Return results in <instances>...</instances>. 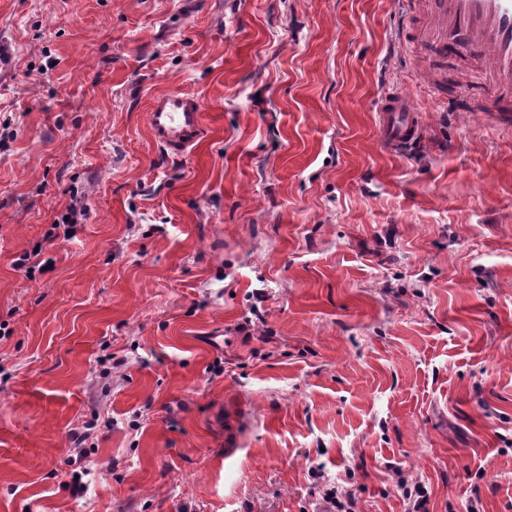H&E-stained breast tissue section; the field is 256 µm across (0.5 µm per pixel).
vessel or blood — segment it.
<instances>
[{
	"label": "vessel or blood",
	"instance_id": "obj_1",
	"mask_svg": "<svg viewBox=\"0 0 512 512\" xmlns=\"http://www.w3.org/2000/svg\"><path fill=\"white\" fill-rule=\"evenodd\" d=\"M402 40L412 52L445 72L449 58L474 62L484 73L483 98L494 122L512 125V0H403ZM383 129L397 143L415 133V116L398 94L385 97ZM152 139L164 151L189 154L209 133L201 100L184 92L152 99L148 112Z\"/></svg>",
	"mask_w": 512,
	"mask_h": 512
}]
</instances>
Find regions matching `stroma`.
I'll return each instance as SVG.
<instances>
[{"label":"stroma","mask_w":512,"mask_h":512,"mask_svg":"<svg viewBox=\"0 0 512 512\" xmlns=\"http://www.w3.org/2000/svg\"><path fill=\"white\" fill-rule=\"evenodd\" d=\"M400 19L0 0V512H322L328 481L405 512L402 477L512 512V126L436 100ZM174 91L209 127L185 157L148 127ZM380 112H384L383 130L389 138L399 144L408 142L415 133V116L417 112L407 100L399 94L385 97Z\"/></svg>","instance_id":"stroma-1"}]
</instances>
